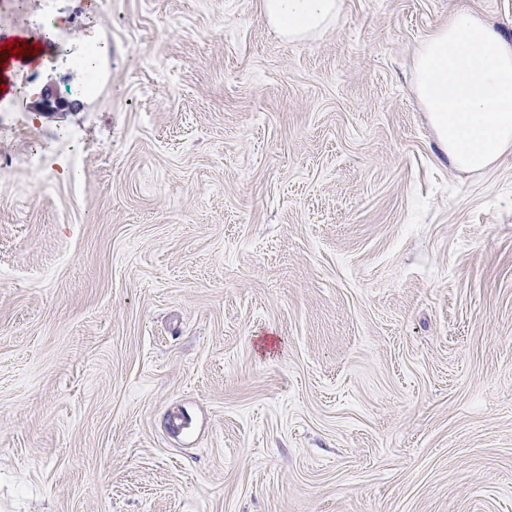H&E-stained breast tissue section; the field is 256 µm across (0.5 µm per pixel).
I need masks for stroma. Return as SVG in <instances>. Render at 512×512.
Masks as SVG:
<instances>
[{
    "label": "stroma",
    "instance_id": "stroma-1",
    "mask_svg": "<svg viewBox=\"0 0 512 512\" xmlns=\"http://www.w3.org/2000/svg\"><path fill=\"white\" fill-rule=\"evenodd\" d=\"M55 8H0L44 45L0 96V512H512V149L455 169L414 92L512 0L302 40L261 0Z\"/></svg>",
    "mask_w": 512,
    "mask_h": 512
}]
</instances>
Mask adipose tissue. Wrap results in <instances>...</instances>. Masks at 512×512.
Returning a JSON list of instances; mask_svg holds the SVG:
<instances>
[{
    "instance_id": "1",
    "label": "adipose tissue",
    "mask_w": 512,
    "mask_h": 512,
    "mask_svg": "<svg viewBox=\"0 0 512 512\" xmlns=\"http://www.w3.org/2000/svg\"><path fill=\"white\" fill-rule=\"evenodd\" d=\"M342 9L343 0H263L269 24L292 38L320 32L338 20Z\"/></svg>"
}]
</instances>
